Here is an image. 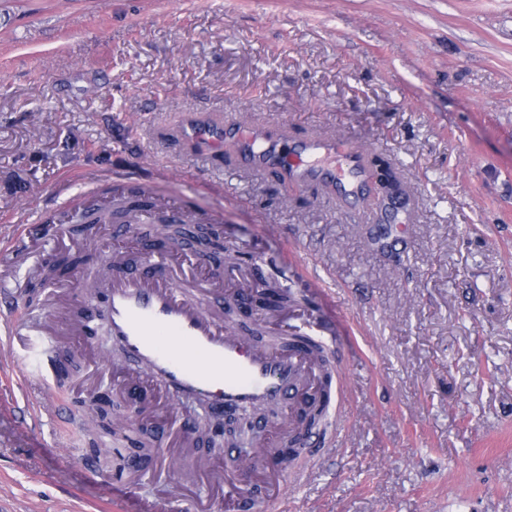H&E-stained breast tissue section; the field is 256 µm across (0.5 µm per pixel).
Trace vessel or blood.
Segmentation results:
<instances>
[{
	"label": "vessel or blood",
	"mask_w": 512,
	"mask_h": 512,
	"mask_svg": "<svg viewBox=\"0 0 512 512\" xmlns=\"http://www.w3.org/2000/svg\"><path fill=\"white\" fill-rule=\"evenodd\" d=\"M185 137L210 154L233 143L235 153L253 172L274 171L287 181L339 185L348 195H362L367 184L363 151L334 136L288 143L265 127H225L194 119ZM113 338L154 382L171 396L206 401L210 408L227 404L295 402L312 404V371L318 352H332L333 332L319 331L306 341L292 340L272 350L226 330L218 305L202 309L175 281L158 276L152 261L137 275L117 274L105 282ZM13 310L0 312V345L13 349L28 375L46 378L56 343L52 330L26 337Z\"/></svg>",
	"instance_id": "vessel-or-blood-1"
}]
</instances>
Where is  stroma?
<instances>
[{"label": "stroma", "mask_w": 512, "mask_h": 512, "mask_svg": "<svg viewBox=\"0 0 512 512\" xmlns=\"http://www.w3.org/2000/svg\"><path fill=\"white\" fill-rule=\"evenodd\" d=\"M189 115L344 139L391 162L404 204L388 217L380 187L343 203L201 154ZM118 175L221 216L240 262L303 297L289 328L336 331L339 434L297 462L280 512H512V0H0V265L50 268L24 316L82 362L61 388L0 352V512H240L222 452L202 440L200 468L180 466L150 382L140 421L170 433L168 458L95 480L80 462L84 406L136 368L104 366L62 306L131 234L76 248L41 218L106 206Z\"/></svg>", "instance_id": "35a3bbf8"}]
</instances>
